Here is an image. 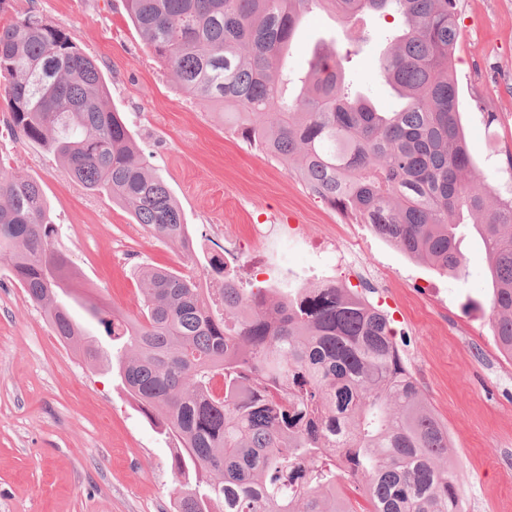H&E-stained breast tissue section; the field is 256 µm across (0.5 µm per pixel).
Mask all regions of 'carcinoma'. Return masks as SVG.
I'll list each match as a JSON object with an SVG mask.
<instances>
[{"label": "carcinoma", "mask_w": 512, "mask_h": 512, "mask_svg": "<svg viewBox=\"0 0 512 512\" xmlns=\"http://www.w3.org/2000/svg\"><path fill=\"white\" fill-rule=\"evenodd\" d=\"M183 93L220 107L331 208L409 257L463 268L460 225L489 256L496 348L512 358V192L491 203L472 172L452 75L453 0H125ZM394 16L375 77L403 100L381 112L348 80L343 43L315 52L300 95L279 62L302 14ZM11 133L41 142L90 193L192 258L183 213L123 117L104 107L97 60L36 6L0 25ZM42 185L0 158V259L55 333L120 383L176 449L174 512H462L448 429L432 413L384 311L336 283L246 288L223 260L216 296L190 271L140 266L129 318L84 304L110 349L89 343L65 297L75 273L53 247ZM362 486L351 500L345 482Z\"/></svg>", "instance_id": "obj_1"}]
</instances>
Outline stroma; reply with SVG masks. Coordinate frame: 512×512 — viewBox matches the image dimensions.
Here are the masks:
<instances>
[{
	"instance_id": "obj_1",
	"label": "stroma",
	"mask_w": 512,
	"mask_h": 512,
	"mask_svg": "<svg viewBox=\"0 0 512 512\" xmlns=\"http://www.w3.org/2000/svg\"><path fill=\"white\" fill-rule=\"evenodd\" d=\"M37 7L73 32L100 65L107 107L128 122L138 146L167 183L195 241L187 257L158 240L106 194L74 182L41 143L0 136V156L38 180L58 226L57 249L77 274L74 316L105 340L82 300L136 316L142 264L193 270L217 288L210 256L225 233L243 243L228 268L244 286L337 281L336 252L359 240L358 262L383 270L384 288L349 286L385 311L409 371L448 429V461L459 474L463 512H512V359L493 345L489 259L474 230L463 231L464 269L443 275L410 258L370 227L332 209L287 167L225 126L211 103L190 99L134 28L124 0H7L6 23ZM460 36L454 76L462 123L479 172L512 182V0H456ZM384 22L346 21L332 11L303 15L284 73L303 76L318 45L351 40V80L382 111L399 98L368 76L383 49ZM252 224H282L276 241L251 239ZM174 451L116 374L88 364L59 341L43 309L0 262V512H174Z\"/></svg>"
}]
</instances>
